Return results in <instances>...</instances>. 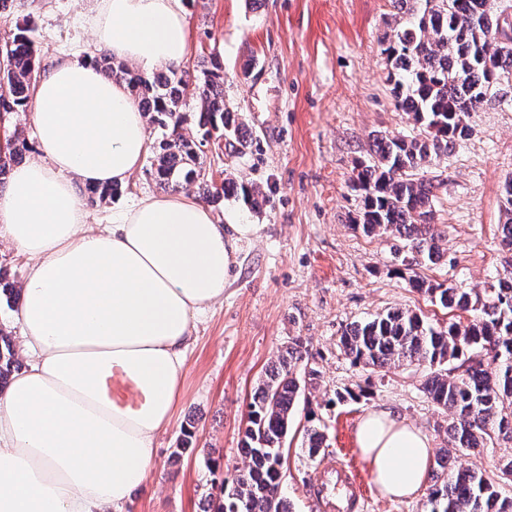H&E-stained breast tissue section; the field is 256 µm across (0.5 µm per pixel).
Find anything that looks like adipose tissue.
I'll use <instances>...</instances> for the list:
<instances>
[{
	"label": "adipose tissue",
	"instance_id": "ef3b65f1",
	"mask_svg": "<svg viewBox=\"0 0 512 512\" xmlns=\"http://www.w3.org/2000/svg\"><path fill=\"white\" fill-rule=\"evenodd\" d=\"M92 26L87 53L38 82L36 156L0 194V239L27 259L25 367L0 391V512H125L170 422L194 323L255 232L183 193L89 227L80 187L126 183L150 148L144 113L96 55L150 72L181 64L188 37L184 0H100ZM355 442L382 495L426 488L432 439L397 413L366 412Z\"/></svg>",
	"mask_w": 512,
	"mask_h": 512
}]
</instances>
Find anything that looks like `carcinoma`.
I'll return each instance as SVG.
<instances>
[{"label":"carcinoma","mask_w":512,"mask_h":512,"mask_svg":"<svg viewBox=\"0 0 512 512\" xmlns=\"http://www.w3.org/2000/svg\"><path fill=\"white\" fill-rule=\"evenodd\" d=\"M398 17L384 48L391 61L388 78L403 111L411 115L413 133L377 136L371 159L360 165L354 188L362 208L352 220L367 235L390 233L402 241L396 252L411 255L417 265L437 264L444 257V237L432 223L440 182L421 171L434 155L454 152L469 136L466 117L494 95L501 80L512 74V21L497 8V0H392ZM33 29L18 26L0 41V111H26L41 77ZM97 64L124 81L152 123L168 130L152 148L158 180L171 187L198 184L199 196L215 202L242 196L255 208L259 187L224 178L217 188L201 179L196 167L202 141L217 132L224 148L243 157L248 136L239 114L224 106V66L217 58L201 71L195 85L199 102L197 126L201 140L185 137L188 121L181 112L187 89L186 71L169 66L147 75L103 57ZM29 150L14 132L0 147V184L16 159ZM118 184L89 187L85 198L102 203L120 192ZM411 287L428 294L451 311L468 314L466 321L445 327L427 323L421 315L388 311L347 328L340 344L352 363L374 370L415 363L427 369L424 392L448 411V447L431 468L426 512H512V495L502 486L512 483V458L498 468L494 480L480 470L454 468L461 455L479 453L503 438L512 441V275L498 279L487 298L463 288L414 276ZM306 351L298 341L271 366L249 404L241 438L243 467L229 481L212 482L220 494L205 495L209 512H292L280 493L277 468L295 410L309 407L318 371L300 364ZM16 364L13 342L0 330V389ZM303 443L308 456L325 453V429L307 413Z\"/></svg>","instance_id":"obj_1"}]
</instances>
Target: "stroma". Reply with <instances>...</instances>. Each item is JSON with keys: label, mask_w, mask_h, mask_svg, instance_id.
<instances>
[{"label": "stroma", "mask_w": 512, "mask_h": 512, "mask_svg": "<svg viewBox=\"0 0 512 512\" xmlns=\"http://www.w3.org/2000/svg\"><path fill=\"white\" fill-rule=\"evenodd\" d=\"M97 0H15L0 17V38L25 23L34 28L42 63L90 46ZM188 43L182 67L190 76L203 62L224 64V102L252 134V148L227 157L211 138L199 154L214 185L225 175L259 185L262 206L228 198L213 205L222 224H251L224 299L197 322L185 351V372L169 425L156 440V466L134 491L126 512H201L213 462L225 473L242 466L238 443L248 405L277 356L302 342L321 372L311 394L330 443L310 459L302 448L307 425L297 410L284 449L281 493L294 512H320L312 484L334 458L355 467L366 493L360 512H424L426 494L383 496L355 446L361 416L385 406L421 427L435 448L447 441V413L423 392L424 369L403 365L375 372L353 364L339 338L350 325L390 310H409L444 326L453 314L411 288L429 280L486 295L512 251L502 248L503 186L512 178V83L470 114V134L454 154L435 157L428 176L442 187L434 224L444 229L441 264L415 267L394 254L389 234L353 228L362 200L353 188L374 132L410 133L396 106L384 52L394 24L390 0H187ZM254 61L243 72L246 61ZM144 158L123 194L87 207L86 222L112 221L113 210L146 196L171 195ZM369 390V398L338 401L337 393ZM194 448L180 463L171 456L184 431Z\"/></svg>", "instance_id": "obj_1"}]
</instances>
